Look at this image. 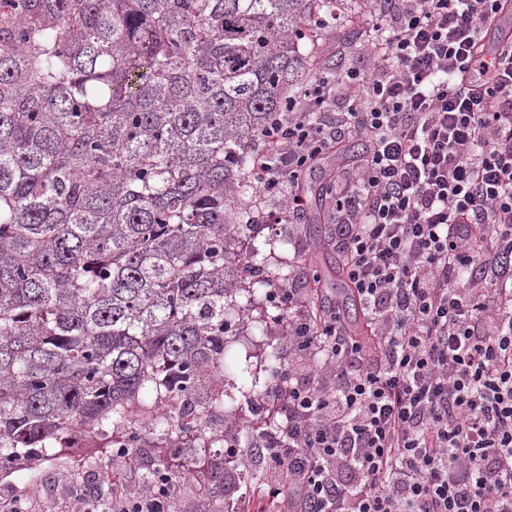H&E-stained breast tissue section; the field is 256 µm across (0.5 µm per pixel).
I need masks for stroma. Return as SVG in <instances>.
I'll list each match as a JSON object with an SVG mask.
<instances>
[{
	"instance_id": "35a3bbf8",
	"label": "stroma",
	"mask_w": 512,
	"mask_h": 512,
	"mask_svg": "<svg viewBox=\"0 0 512 512\" xmlns=\"http://www.w3.org/2000/svg\"><path fill=\"white\" fill-rule=\"evenodd\" d=\"M383 15L380 0H356L353 8L324 18L316 54L307 64L308 81H315L328 70L369 69L371 59L364 47L371 25ZM336 167L335 159L329 156L306 170V187L300 192L304 200L302 215L283 217L279 199L272 196L263 199L256 211L258 244L273 258L288 261L293 287L306 289L310 303L315 305L333 297L335 290L329 283L310 280L307 261L317 253L318 244L309 234V221L315 218L316 208L308 186L316 181L329 182ZM238 304L244 309L243 317L233 320L232 334L225 339V384H234L238 370L243 368L257 374L261 383L272 384L265 357L274 344L279 347L280 367H306V359L289 352L285 328L274 321V309L266 293L252 300L239 297ZM251 416L246 406L240 415L228 413L223 421L213 424L225 436L238 438L240 451L234 456L218 448H183L175 453L162 447L152 434L143 447L134 450L128 465H113L101 448L85 449L80 458L72 449L61 448L56 456L38 462L34 468L1 472L0 496L18 499L24 512H85L90 500L108 496L113 483L119 481L140 493H150L154 472L165 468L176 476L170 495L177 512H241L245 506L250 512H261L263 503L254 493L266 482L267 475L262 443L244 425ZM224 480L230 485L225 492L219 489ZM206 483L215 485L214 494L203 495Z\"/></svg>"
}]
</instances>
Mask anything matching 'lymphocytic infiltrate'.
Instances as JSON below:
<instances>
[{"label":"lymphocytic infiltrate","instance_id":"f902f5d3","mask_svg":"<svg viewBox=\"0 0 512 512\" xmlns=\"http://www.w3.org/2000/svg\"><path fill=\"white\" fill-rule=\"evenodd\" d=\"M506 2L389 0L374 66L315 81L266 134L271 195L366 143L333 219L367 340L269 292L313 361L261 403L287 413L263 456L274 510L512 512V49L484 53ZM339 94L357 108L312 123Z\"/></svg>","mask_w":512,"mask_h":512}]
</instances>
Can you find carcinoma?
<instances>
[{
    "label": "carcinoma",
    "mask_w": 512,
    "mask_h": 512,
    "mask_svg": "<svg viewBox=\"0 0 512 512\" xmlns=\"http://www.w3.org/2000/svg\"><path fill=\"white\" fill-rule=\"evenodd\" d=\"M334 2L0 0L1 472L144 424L224 447L228 306L288 287L254 245V161Z\"/></svg>",
    "instance_id": "obj_1"
}]
</instances>
